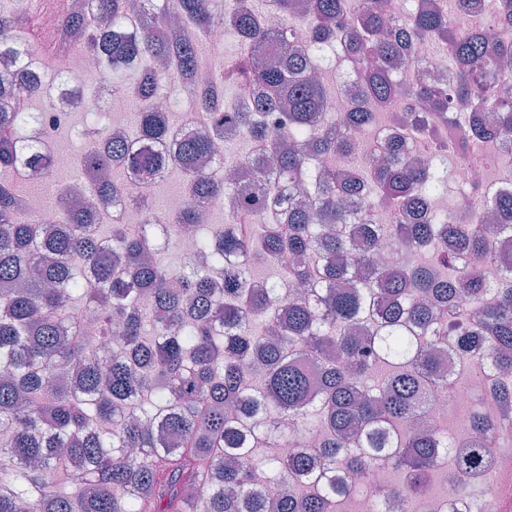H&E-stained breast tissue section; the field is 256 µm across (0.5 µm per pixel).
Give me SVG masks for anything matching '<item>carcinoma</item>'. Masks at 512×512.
Listing matches in <instances>:
<instances>
[{"label": "carcinoma", "mask_w": 512, "mask_h": 512, "mask_svg": "<svg viewBox=\"0 0 512 512\" xmlns=\"http://www.w3.org/2000/svg\"><path fill=\"white\" fill-rule=\"evenodd\" d=\"M275 2L284 21L272 29L250 0H78L68 32L98 60V76L144 108L138 145L119 129L65 124L82 148L73 184L55 194L60 224L16 213L17 179L54 172L47 147L15 134L42 123L53 80H0V96L22 106L0 109V458L9 461L0 512H336L379 462L400 476L385 489L389 507L411 512L442 458L450 490L490 470L493 438L512 423V387L494 383L512 370V259L492 283L475 264L492 238L512 236V194L490 207L489 228L431 203L449 193L468 145L512 136L502 73L512 66V0H495L503 26L493 40L472 15L457 18L464 35L453 33L437 8L415 10L392 40L386 0ZM221 12L239 51L205 75L199 49ZM32 24L24 0H0V55H23ZM410 40L454 62V102L467 117L450 148L437 137L453 123L448 93L414 70ZM52 60L49 70L84 84ZM343 64L361 104L337 118L310 69ZM172 86L181 98L171 110L186 103L205 131L183 136L153 110ZM402 91L435 113L431 125L415 121L432 144L429 166L396 142L374 165L357 138L395 112ZM227 132L248 146L227 158L247 190L197 167ZM255 145L273 171L255 162ZM174 170L186 203L165 237L193 232L198 258L177 270L149 227L152 188ZM92 187L102 206L128 197L138 231L79 203ZM215 198L226 218L203 229L199 204ZM378 207L403 221L368 223ZM425 249L427 263L394 258ZM284 255L281 276L250 272ZM490 290L496 304L460 308L459 297ZM446 347L488 382L465 411L463 442L422 425L455 389L440 370ZM299 428L323 434L321 446L297 447ZM273 447L282 452H265Z\"/></svg>", "instance_id": "1"}]
</instances>
